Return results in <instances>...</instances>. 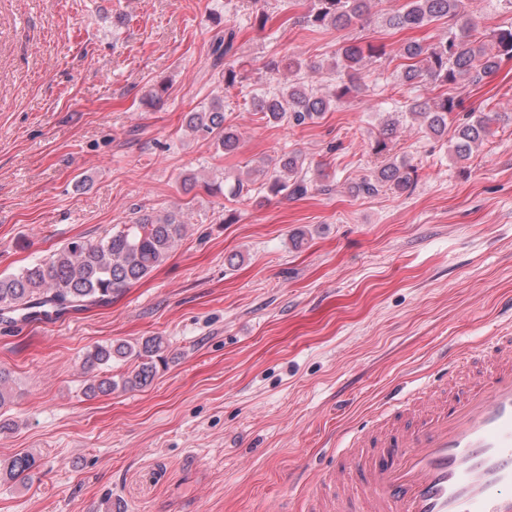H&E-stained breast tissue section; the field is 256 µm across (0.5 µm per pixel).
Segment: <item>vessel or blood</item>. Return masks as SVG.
<instances>
[{
	"label": "vessel or blood",
	"mask_w": 512,
	"mask_h": 512,
	"mask_svg": "<svg viewBox=\"0 0 512 512\" xmlns=\"http://www.w3.org/2000/svg\"><path fill=\"white\" fill-rule=\"evenodd\" d=\"M479 361L455 354L442 382L391 396L322 473L305 512H512V333Z\"/></svg>",
	"instance_id": "obj_1"
}]
</instances>
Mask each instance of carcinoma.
Segmentation results:
<instances>
[{
	"instance_id": "obj_1",
	"label": "carcinoma",
	"mask_w": 512,
	"mask_h": 512,
	"mask_svg": "<svg viewBox=\"0 0 512 512\" xmlns=\"http://www.w3.org/2000/svg\"><path fill=\"white\" fill-rule=\"evenodd\" d=\"M373 0H314V7L304 23L312 28L341 29L369 14ZM444 20L448 35L435 43L408 42L401 56L408 61L398 74L402 85H413L430 79L442 85L462 82L478 83L494 73L503 56L512 57V27L487 36L467 18L464 0H407L406 5L385 17L386 25L397 29H415ZM235 33L231 30L215 39L213 66H224V88L239 83V73L225 58L232 52ZM384 50L372 44H348L336 52L339 82L329 95L320 94L295 79L273 96L253 98L254 111L268 120L287 121L293 126L305 125L361 89L365 63L379 59ZM459 101L443 96L434 102L414 101L408 113L421 119L427 135H451L452 153L456 160L471 157L491 135L494 115L489 112H460ZM186 128L197 138L211 141L216 148L231 153L240 145L236 127L225 124L223 105L216 101L210 109L188 112ZM399 119L389 117L382 124L376 153L387 150L386 139L397 131ZM310 164L298 152L281 156L272 170L262 171L264 185L272 195L301 197L316 187L308 176ZM416 170L405 163L387 160L371 176L362 180L357 191L375 195L383 190L404 192L414 181ZM186 225L180 215L167 213L161 217L146 215L133 224H121L112 232L92 241L73 239L49 257L17 272L0 274V312L16 313L24 319L37 315V309L61 313L105 304L112 294L138 282L161 265L175 244L183 237ZM166 350L160 336H149L142 342L97 345L84 357L90 368L114 362H130L133 369L117 383L110 377H94L86 387L89 395L109 394L117 387L136 390L147 386L156 374V360ZM38 467V458L29 452L14 455L0 467V476L16 480L28 476Z\"/></svg>"
}]
</instances>
